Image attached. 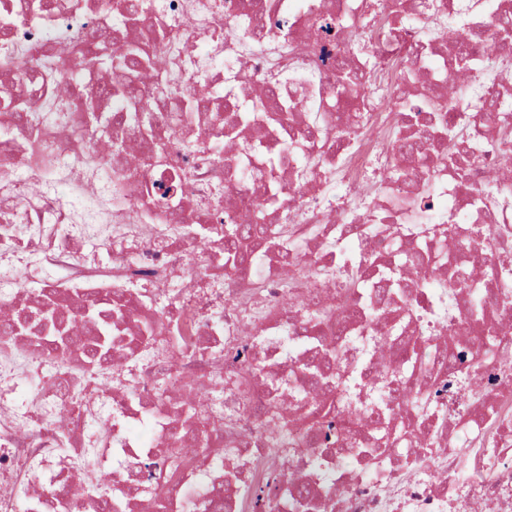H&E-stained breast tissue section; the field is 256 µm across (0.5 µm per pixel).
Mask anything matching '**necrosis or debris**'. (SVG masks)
Wrapping results in <instances>:
<instances>
[{
    "label": "necrosis or debris",
    "instance_id": "obj_1",
    "mask_svg": "<svg viewBox=\"0 0 512 512\" xmlns=\"http://www.w3.org/2000/svg\"><path fill=\"white\" fill-rule=\"evenodd\" d=\"M395 0H0V97L24 94L23 117L0 110V512L19 495L32 512H101L98 486L122 491L112 512H146L162 492L167 512H259L242 486L291 488L318 512H512V306L469 317L453 287L470 263L483 290L512 292V151L497 134L512 112V60L473 50L481 63L457 89L465 110L438 107L465 57L461 44L489 27L512 35V0H397L390 36L370 38ZM157 79L141 83L165 154L134 169L144 148L138 117L105 90L90 53L124 55L141 32ZM404 62L418 76L403 86ZM363 120L322 118L342 73ZM82 89L81 97L57 86ZM205 90L194 129L156 104ZM272 88L286 121L245 123L257 91ZM479 136L461 171L409 147L439 125ZM407 169V181L369 174ZM496 183H489L491 173ZM288 227L287 252L257 249L240 273L220 277L224 244L200 247V217L245 224L255 204ZM444 250L426 272L367 266L373 253ZM357 274L363 288L337 283ZM109 303L110 352L92 358L97 325H49L44 311ZM337 307L340 325L313 328V311ZM153 327L144 339V324ZM376 429L409 424L419 442L392 455L351 459L349 438L324 429L284 437L304 416L310 381ZM201 392L198 418L176 394ZM431 399L428 417L406 411L401 388ZM201 453L170 468L184 437Z\"/></svg>",
    "mask_w": 512,
    "mask_h": 512
}]
</instances>
